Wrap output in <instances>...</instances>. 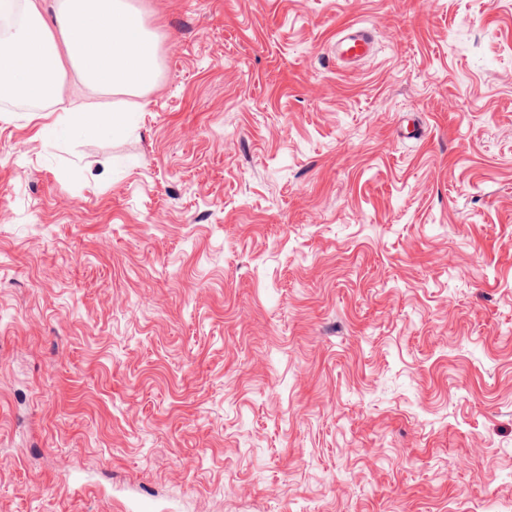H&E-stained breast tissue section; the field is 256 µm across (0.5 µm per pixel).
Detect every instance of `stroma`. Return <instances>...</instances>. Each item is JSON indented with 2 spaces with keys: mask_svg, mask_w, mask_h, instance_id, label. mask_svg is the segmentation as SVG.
I'll use <instances>...</instances> for the list:
<instances>
[{
  "mask_svg": "<svg viewBox=\"0 0 512 512\" xmlns=\"http://www.w3.org/2000/svg\"><path fill=\"white\" fill-rule=\"evenodd\" d=\"M132 3L0 99V512H512V0ZM28 2L30 22L0 40V94L48 101L61 112L39 134L70 136L92 122L63 97L61 40L72 67L87 85L141 90L156 80L157 42L128 0H60L53 28ZM373 26L353 23L336 35V64L352 65L369 57L373 52Z\"/></svg>",
  "mask_w": 512,
  "mask_h": 512,
  "instance_id": "obj_1",
  "label": "stroma"
}]
</instances>
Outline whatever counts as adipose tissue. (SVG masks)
<instances>
[{"label":"adipose tissue","instance_id":"adipose-tissue-1","mask_svg":"<svg viewBox=\"0 0 512 512\" xmlns=\"http://www.w3.org/2000/svg\"><path fill=\"white\" fill-rule=\"evenodd\" d=\"M27 15L0 40V94L52 103L57 116L43 133L68 136L91 124L63 97L62 60L95 87L141 90L155 82L156 37L129 0H59L50 24L36 5Z\"/></svg>","mask_w":512,"mask_h":512}]
</instances>
